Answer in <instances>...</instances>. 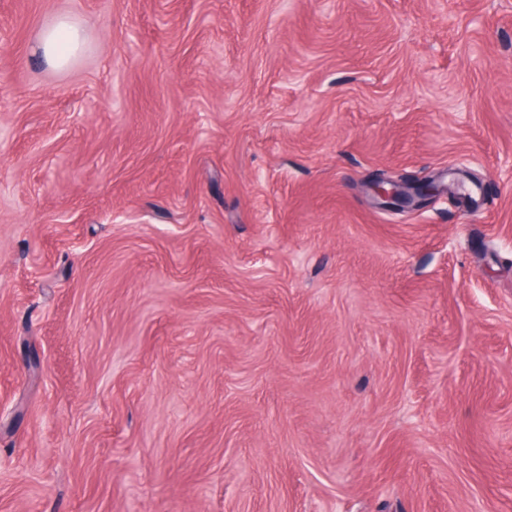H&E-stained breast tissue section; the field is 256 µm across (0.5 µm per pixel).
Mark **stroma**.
I'll use <instances>...</instances> for the list:
<instances>
[{
	"label": "stroma",
	"mask_w": 512,
	"mask_h": 512,
	"mask_svg": "<svg viewBox=\"0 0 512 512\" xmlns=\"http://www.w3.org/2000/svg\"><path fill=\"white\" fill-rule=\"evenodd\" d=\"M0 512H512V0H0ZM81 44V32L73 24L62 20L41 36L38 48L47 62L64 66L77 54ZM371 190L384 207L393 209H413L441 194H453L450 185L436 176L392 179L380 175L371 183Z\"/></svg>",
	"instance_id": "1"
}]
</instances>
